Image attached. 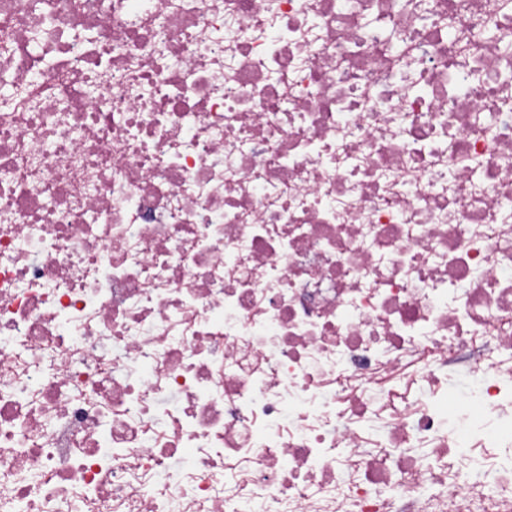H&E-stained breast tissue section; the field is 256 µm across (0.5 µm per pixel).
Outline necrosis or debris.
Segmentation results:
<instances>
[{
	"mask_svg": "<svg viewBox=\"0 0 512 512\" xmlns=\"http://www.w3.org/2000/svg\"><path fill=\"white\" fill-rule=\"evenodd\" d=\"M0 89V512H512V0H0Z\"/></svg>",
	"mask_w": 512,
	"mask_h": 512,
	"instance_id": "obj_1",
	"label": "necrosis or debris"
}]
</instances>
